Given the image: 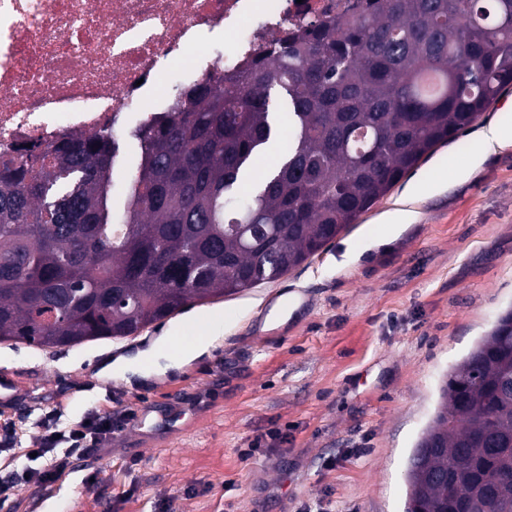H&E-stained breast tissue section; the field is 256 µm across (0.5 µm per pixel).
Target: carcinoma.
Here are the masks:
<instances>
[{
	"label": "carcinoma",
	"instance_id": "obj_1",
	"mask_svg": "<svg viewBox=\"0 0 512 512\" xmlns=\"http://www.w3.org/2000/svg\"><path fill=\"white\" fill-rule=\"evenodd\" d=\"M512 84V0H372L276 40L219 90L18 166L0 157V343L129 336L319 252ZM294 147L251 175L283 122ZM512 309L446 377L406 512H512Z\"/></svg>",
	"mask_w": 512,
	"mask_h": 512
}]
</instances>
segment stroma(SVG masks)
Returning a JSON list of instances; mask_svg holds the SVG:
<instances>
[{
	"instance_id": "35a3bbf8",
	"label": "stroma",
	"mask_w": 512,
	"mask_h": 512,
	"mask_svg": "<svg viewBox=\"0 0 512 512\" xmlns=\"http://www.w3.org/2000/svg\"><path fill=\"white\" fill-rule=\"evenodd\" d=\"M493 122L512 125V85L276 280L121 340L0 343V417L21 438L0 454V471L35 467L24 449L53 409L66 425L93 412L124 418L96 454L72 459L49 489L19 485L0 512H405L408 460L443 380L512 306V145L455 177ZM424 177L437 190L405 200ZM399 206L410 221L370 243ZM292 295L298 308L270 320ZM200 317L218 338L210 355L138 386L99 378L116 357ZM244 448L254 456L241 459Z\"/></svg>"
}]
</instances>
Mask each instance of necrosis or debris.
Segmentation results:
<instances>
[{"label":"necrosis or debris","mask_w":512,"mask_h":512,"mask_svg":"<svg viewBox=\"0 0 512 512\" xmlns=\"http://www.w3.org/2000/svg\"><path fill=\"white\" fill-rule=\"evenodd\" d=\"M355 0H0V154L177 109L171 89L231 76L285 32Z\"/></svg>","instance_id":"obj_1"}]
</instances>
